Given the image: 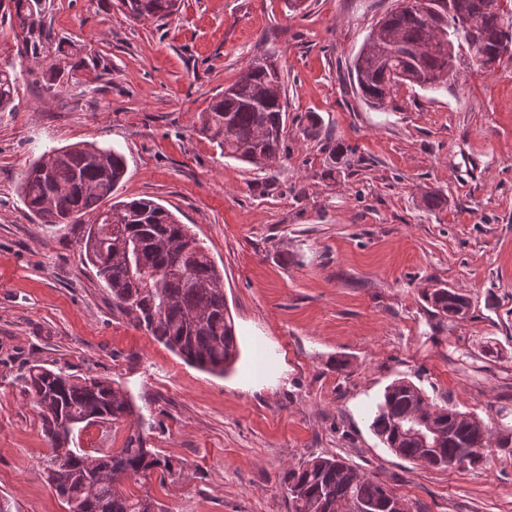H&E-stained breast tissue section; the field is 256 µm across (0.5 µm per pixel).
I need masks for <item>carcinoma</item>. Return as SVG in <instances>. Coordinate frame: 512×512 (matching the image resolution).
Returning a JSON list of instances; mask_svg holds the SVG:
<instances>
[{
	"label": "carcinoma",
	"mask_w": 512,
	"mask_h": 512,
	"mask_svg": "<svg viewBox=\"0 0 512 512\" xmlns=\"http://www.w3.org/2000/svg\"><path fill=\"white\" fill-rule=\"evenodd\" d=\"M135 20H164L177 14L180 0H135ZM474 17L471 41L455 38L457 11L448 0H421L416 12L391 9L380 19L383 30L370 33L353 63L356 89L370 106L385 109L404 84L437 88L457 71L461 51L470 65L485 68L484 57H512V12L500 0H455ZM41 0H0V24L14 37L37 41ZM274 63L247 68L214 97L200 132L224 156L266 170L282 149L283 112L280 76ZM16 77L0 69V112L14 110ZM122 154L86 145L52 148L25 172L21 198L28 212L46 224H88L80 241L82 260L95 268L112 296V312L141 329L187 363L224 374L238 349L234 321L224 296L221 270L164 206L149 198L101 204L112 199L126 174ZM423 299L437 323L463 318L469 298L448 288H428ZM22 392L39 410L48 445L42 464L45 482L70 512H170L150 493L127 494L113 482L122 474L139 481L159 469L172 472L139 430L129 431L123 448L89 454L73 448L75 432L94 423L125 420L134 413L128 392L111 381L32 364ZM371 427L397 456L429 467L473 464L488 451L483 420L455 404L427 401L414 383L398 379L376 403ZM280 486L288 512H393L399 496L338 457L317 456L285 469Z\"/></svg>",
	"instance_id": "obj_1"
}]
</instances>
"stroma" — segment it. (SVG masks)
<instances>
[{"mask_svg": "<svg viewBox=\"0 0 512 512\" xmlns=\"http://www.w3.org/2000/svg\"><path fill=\"white\" fill-rule=\"evenodd\" d=\"M39 58L0 34L17 76L0 112V501L68 512L22 393L29 364L120 384L175 474L127 481L170 512H288L279 474L340 457L412 512H512V454L466 468L402 459L373 433L384 388L412 381L491 433L512 423V58L447 85L357 94L350 66L395 0H181L133 22L115 0H42ZM274 60L284 147L269 170L199 131L214 95ZM93 143L127 166L114 200L150 198L188 224L223 273L240 356L211 375L113 315L79 258L82 227L45 224L19 195L52 147ZM335 146L328 155L327 146ZM438 208L425 207L426 193ZM448 286L468 316L436 325L421 292Z\"/></svg>", "mask_w": 512, "mask_h": 512, "instance_id": "stroma-1", "label": "stroma"}]
</instances>
